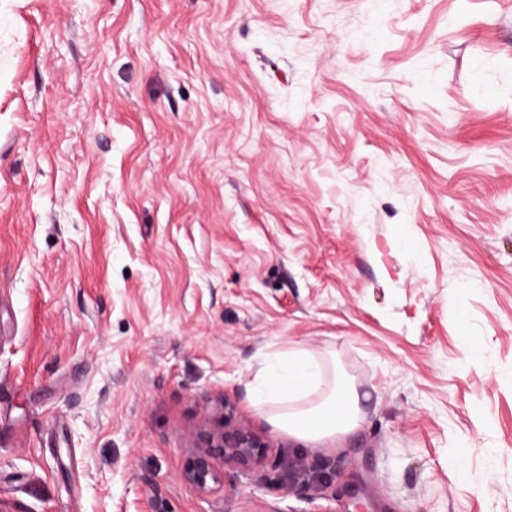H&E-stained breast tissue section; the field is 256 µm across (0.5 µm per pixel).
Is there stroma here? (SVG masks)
Returning <instances> with one entry per match:
<instances>
[{
  "label": "stroma",
  "instance_id": "1",
  "mask_svg": "<svg viewBox=\"0 0 512 512\" xmlns=\"http://www.w3.org/2000/svg\"><path fill=\"white\" fill-rule=\"evenodd\" d=\"M296 345L337 447L254 402ZM358 502L512 512V0H0V512ZM257 376L254 396L268 410V420L293 438L307 442H335L356 429L361 419L360 396L348 379L326 382L320 358L306 348L292 346L267 357ZM325 386L316 402L309 398ZM267 445L244 425L226 431H201L196 438L197 450L183 464L182 479L203 496L226 489V472L217 467L215 451L230 463L244 469L262 466L267 458Z\"/></svg>",
  "mask_w": 512,
  "mask_h": 512
}]
</instances>
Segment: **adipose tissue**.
Wrapping results in <instances>:
<instances>
[{"label": "adipose tissue", "instance_id": "ef3b65f1", "mask_svg": "<svg viewBox=\"0 0 512 512\" xmlns=\"http://www.w3.org/2000/svg\"><path fill=\"white\" fill-rule=\"evenodd\" d=\"M267 360L254 396L273 425L307 442H335L356 429L360 396L348 379L326 377L320 358L300 346L274 351Z\"/></svg>", "mask_w": 512, "mask_h": 512}]
</instances>
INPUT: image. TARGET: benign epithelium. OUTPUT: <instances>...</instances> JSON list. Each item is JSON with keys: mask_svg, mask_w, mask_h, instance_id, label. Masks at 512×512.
<instances>
[{"mask_svg": "<svg viewBox=\"0 0 512 512\" xmlns=\"http://www.w3.org/2000/svg\"><path fill=\"white\" fill-rule=\"evenodd\" d=\"M217 452L226 464L254 469L264 464L267 445L242 424L226 431L200 432L196 438V451L185 459L181 476L203 496L226 488V472L215 463Z\"/></svg>", "mask_w": 512, "mask_h": 512, "instance_id": "7a95c632", "label": "benign epithelium"}]
</instances>
